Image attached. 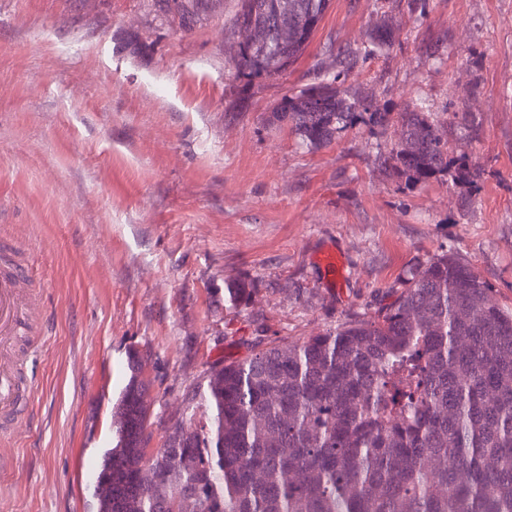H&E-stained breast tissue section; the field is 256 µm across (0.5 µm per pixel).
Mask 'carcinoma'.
I'll return each mask as SVG.
<instances>
[{
  "label": "carcinoma",
  "mask_w": 512,
  "mask_h": 512,
  "mask_svg": "<svg viewBox=\"0 0 512 512\" xmlns=\"http://www.w3.org/2000/svg\"><path fill=\"white\" fill-rule=\"evenodd\" d=\"M321 21L329 0H291ZM314 29L283 49L234 60L246 78L293 65ZM396 31L375 26L363 57ZM336 75L284 95L270 120L321 147L364 125L400 127L388 159L417 182L448 171L451 126L423 103L378 112ZM245 285L231 282L236 307ZM112 403V447L93 483L95 512H512V313L458 258L409 272L368 318L302 342H284L210 369L186 402L182 440L147 447L149 384L140 356Z\"/></svg>",
  "instance_id": "cac0c4a2"
}]
</instances>
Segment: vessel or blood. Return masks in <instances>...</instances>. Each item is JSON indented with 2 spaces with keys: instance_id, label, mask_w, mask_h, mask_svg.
Segmentation results:
<instances>
[{
  "instance_id": "1",
  "label": "vessel or blood",
  "mask_w": 512,
  "mask_h": 512,
  "mask_svg": "<svg viewBox=\"0 0 512 512\" xmlns=\"http://www.w3.org/2000/svg\"><path fill=\"white\" fill-rule=\"evenodd\" d=\"M318 264L326 282L333 285L343 282L344 262L339 253L324 251ZM28 278L27 264L0 267V415L16 410L14 356L23 344L26 318L30 314L31 296L25 286Z\"/></svg>"
}]
</instances>
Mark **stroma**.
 Instances as JSON below:
<instances>
[{
    "mask_svg": "<svg viewBox=\"0 0 512 512\" xmlns=\"http://www.w3.org/2000/svg\"><path fill=\"white\" fill-rule=\"evenodd\" d=\"M192 10L0 0V258L26 251L41 319L0 512H87L129 353L158 448L209 367L374 316L431 257L468 263L512 312V0H330L299 62L251 82L233 62L237 0ZM385 19L395 42L344 85L382 112L469 113L477 133L455 130L450 155L480 178L406 180L391 129L312 149L268 121ZM328 247L338 290L316 263ZM232 280L248 288L236 307ZM318 264L326 282L341 285L344 280V262L339 253L335 250H325L319 254Z\"/></svg>",
    "mask_w": 512,
    "mask_h": 512,
    "instance_id": "1",
    "label": "stroma"
}]
</instances>
